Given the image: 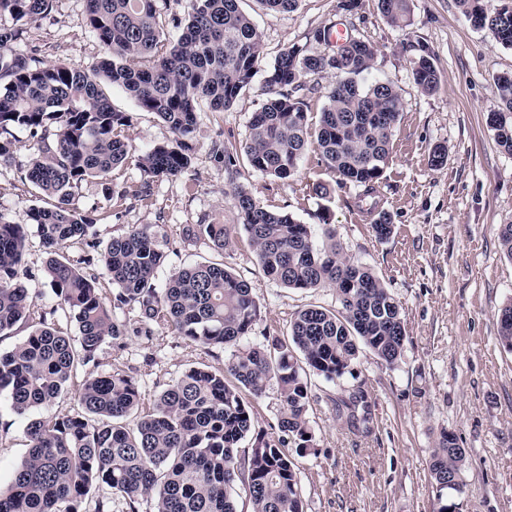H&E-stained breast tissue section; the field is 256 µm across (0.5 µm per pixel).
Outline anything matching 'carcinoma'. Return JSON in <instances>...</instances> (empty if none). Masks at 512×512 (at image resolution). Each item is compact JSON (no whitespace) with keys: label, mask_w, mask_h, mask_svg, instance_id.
<instances>
[{"label":"carcinoma","mask_w":512,"mask_h":512,"mask_svg":"<svg viewBox=\"0 0 512 512\" xmlns=\"http://www.w3.org/2000/svg\"><path fill=\"white\" fill-rule=\"evenodd\" d=\"M55 0H0V161L13 159L14 130L37 139V152L25 173L40 194L54 200L34 205L27 223L0 213V337L34 321L12 349L0 352V395L10 410L29 420L28 454L0 488V512H85L97 485L112 496L94 502V512H112V497L125 512H140L154 500L155 512H237L233 493L245 486L251 512H303L295 457L310 450L307 374L328 381L351 372L365 348L392 367L407 341L402 309L382 279L348 255L332 224L322 241L311 226L292 215L266 209L242 185L234 187L243 230L264 274L286 288H335L338 308L309 307L291 320L288 336L268 335L260 346L243 340L259 320V301L250 283L222 262L200 263L156 279L165 262L152 224L130 227L99 248L94 219L74 207L76 192L89 178L106 179L117 166L135 159L141 181L133 188L107 186L108 198L147 201L154 182L187 170L194 155L192 137L200 103L213 112L230 107L256 74L261 37L239 8V0H190L186 24L174 41L164 30L171 0H86V20L103 53L87 68L61 61L48 66L16 51L28 25L50 13ZM478 28L489 29L512 47V9H485L483 0H456ZM394 26L406 23L408 0H378ZM338 52L311 54L285 49L267 72L269 98L252 113L244 147L254 172L286 181L295 174L310 135L302 93L316 91L307 74L331 73L327 103L320 115L317 150L336 174L363 195L376 194L390 154L393 130L403 110L401 94L388 81L363 83L372 67L373 45L348 34ZM417 88L434 91L438 72L428 52L414 64ZM125 90L136 105L155 113L174 141L139 154L125 127L129 118L112 108L102 86ZM501 107L489 116L500 147L512 154V75L497 79ZM230 182L239 175L237 157L217 145ZM45 248V273L54 298L75 321L77 336L38 312L19 282L27 229ZM378 240L393 232L385 212L371 224ZM187 239L204 241L217 253L232 246L223 224H197ZM101 267L112 282L106 296L98 278L85 268ZM138 313L130 329L118 313ZM170 329L208 353L234 349L224 370L194 366L141 414L136 380L121 369L87 374L77 385L76 406L52 417L39 412L55 404L79 369L95 362L106 343L121 345L129 334L150 338L154 328ZM498 335L512 352V302L500 310ZM275 385L279 391L277 430L256 429L251 401ZM367 395L357 390L336 401V413L352 426L368 422ZM363 414H358V411ZM251 438V446L239 449ZM293 440L295 453L288 451ZM465 450L454 433L440 434L429 463L439 491L459 493Z\"/></svg>","instance_id":"1"}]
</instances>
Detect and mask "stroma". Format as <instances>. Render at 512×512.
I'll return each instance as SVG.
<instances>
[{
	"mask_svg": "<svg viewBox=\"0 0 512 512\" xmlns=\"http://www.w3.org/2000/svg\"><path fill=\"white\" fill-rule=\"evenodd\" d=\"M342 0H299L294 11L274 12L257 0H242L263 44L258 71L225 111L201 110L193 139L195 159L181 175L155 182L149 201L109 202L99 180L82 183L75 199L79 211L95 220L96 239L107 243L128 227L152 224L166 260L158 279L205 261H224L247 280L262 303L261 318L247 344L265 334L284 336L290 320L308 305L335 308L334 288L289 289L270 281L258 265L241 227L231 185L214 143L241 148L253 112L266 101L265 75L282 50L293 45L313 54L327 53L313 32L332 24L353 29L376 55L370 78L392 82L404 108L394 129L389 160L380 179L378 206L391 217L393 232L375 238L372 217L359 202L356 187H338L334 174L308 145L296 174L288 180L263 176L239 158L238 178L264 207L293 214L320 232L333 224L350 255L371 267L399 301L408 340L404 356L386 367L361 353L351 373L328 381L309 375L312 447L299 458L300 493L305 512H438L441 501L428 465L441 431L453 432L466 451L462 491L450 496L454 512H512V352L498 340L499 308L512 301V261L502 253L499 231L512 221V154L499 147L488 123L497 111V78L512 74V47L490 30L474 27L456 0H409L405 26L389 24L378 0H358L345 11ZM426 46L438 71L435 91L417 90L413 67L419 46ZM46 64L63 59L92 65L101 47L89 31L85 0H57L54 11L32 24L17 47ZM113 108L130 117L129 137L136 149L170 139L168 127L140 110L119 88H106ZM13 163L0 164V213L21 224L40 199L24 175L37 144L17 131ZM448 148L441 168H432L435 145ZM326 197L313 193L315 184ZM194 224H224L235 241L217 254L204 244L185 241ZM46 255L36 233H29L21 282L36 307L55 309L54 320L67 331L75 326L56 310L47 283ZM229 351L203 354L171 330L152 338H128L125 349L104 346L91 371L110 372L115 364L139 383L142 406L189 367L223 368ZM367 395V430L351 427L336 415V398L355 389ZM26 421L0 406V485L27 454Z\"/></svg>",
	"mask_w": 512,
	"mask_h": 512,
	"instance_id": "obj_1",
	"label": "stroma"
}]
</instances>
